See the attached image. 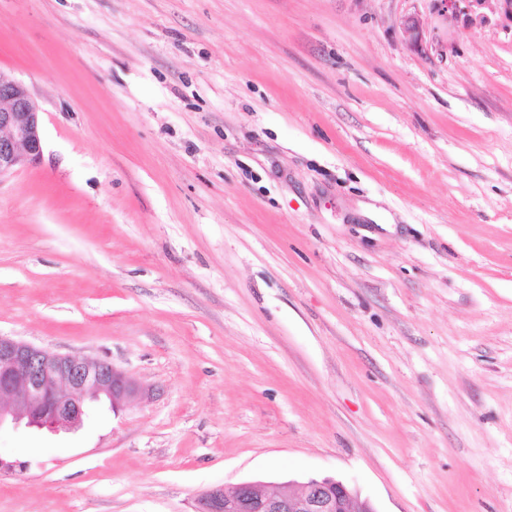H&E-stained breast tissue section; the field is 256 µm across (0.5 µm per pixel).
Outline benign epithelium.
I'll use <instances>...</instances> for the list:
<instances>
[{
    "label": "benign epithelium",
    "instance_id": "7a95c632",
    "mask_svg": "<svg viewBox=\"0 0 512 512\" xmlns=\"http://www.w3.org/2000/svg\"><path fill=\"white\" fill-rule=\"evenodd\" d=\"M444 15L477 8L512 14V0H435ZM412 46H422L420 22L401 21ZM41 112L28 88L0 70V177L27 167L42 155ZM137 382L111 362L59 354L0 335V431L24 426L51 433L83 425L86 400L112 410L137 398ZM198 512H377L347 485L331 479L294 481L284 491H265L245 481L214 486L199 498Z\"/></svg>",
    "mask_w": 512,
    "mask_h": 512
}]
</instances>
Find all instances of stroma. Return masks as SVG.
<instances>
[{"label": "stroma", "mask_w": 512, "mask_h": 512, "mask_svg": "<svg viewBox=\"0 0 512 512\" xmlns=\"http://www.w3.org/2000/svg\"><path fill=\"white\" fill-rule=\"evenodd\" d=\"M0 70L43 138L0 178V334L142 388L0 434V512L309 477L512 512L511 15L0 0Z\"/></svg>", "instance_id": "35a3bbf8"}]
</instances>
